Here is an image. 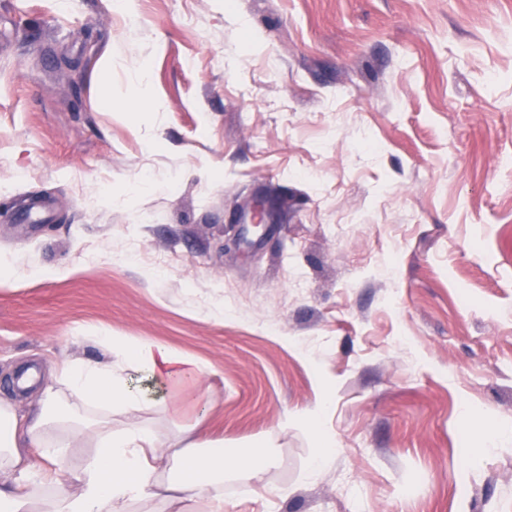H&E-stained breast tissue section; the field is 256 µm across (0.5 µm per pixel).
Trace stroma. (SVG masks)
<instances>
[{
	"label": "stroma",
	"instance_id": "35a3bbf8",
	"mask_svg": "<svg viewBox=\"0 0 512 512\" xmlns=\"http://www.w3.org/2000/svg\"><path fill=\"white\" fill-rule=\"evenodd\" d=\"M507 153L512 0H0V392L155 340L224 512H512Z\"/></svg>",
	"mask_w": 512,
	"mask_h": 512
}]
</instances>
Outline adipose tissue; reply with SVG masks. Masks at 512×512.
Instances as JSON below:
<instances>
[{
	"label": "adipose tissue",
	"mask_w": 512,
	"mask_h": 512,
	"mask_svg": "<svg viewBox=\"0 0 512 512\" xmlns=\"http://www.w3.org/2000/svg\"><path fill=\"white\" fill-rule=\"evenodd\" d=\"M97 342L104 359L27 368L17 385L38 397L24 414H17L14 401L0 399V512H130L143 500L180 512H224L225 474L258 476L270 463L266 454H246L220 442L212 453L201 451L197 415L172 437L133 422L141 412L169 411L173 405L147 398L132 385V373L163 381L180 398L216 376V369L184 360L156 341L101 336ZM116 415L129 417L130 425L114 428ZM80 445L94 453L73 474L74 490L58 491L57 468ZM32 448L42 449L47 468L29 464Z\"/></svg>",
	"instance_id": "1"
}]
</instances>
